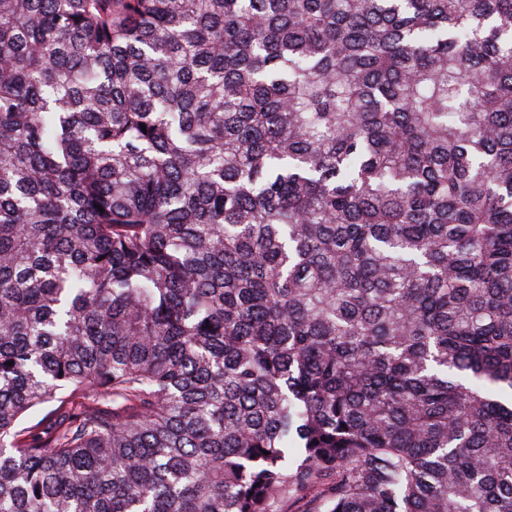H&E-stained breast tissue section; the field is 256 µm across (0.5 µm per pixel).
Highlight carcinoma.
Masks as SVG:
<instances>
[{"label":"carcinoma","mask_w":512,"mask_h":512,"mask_svg":"<svg viewBox=\"0 0 512 512\" xmlns=\"http://www.w3.org/2000/svg\"><path fill=\"white\" fill-rule=\"evenodd\" d=\"M281 502L512 512V0H0V512Z\"/></svg>","instance_id":"carcinoma-1"}]
</instances>
